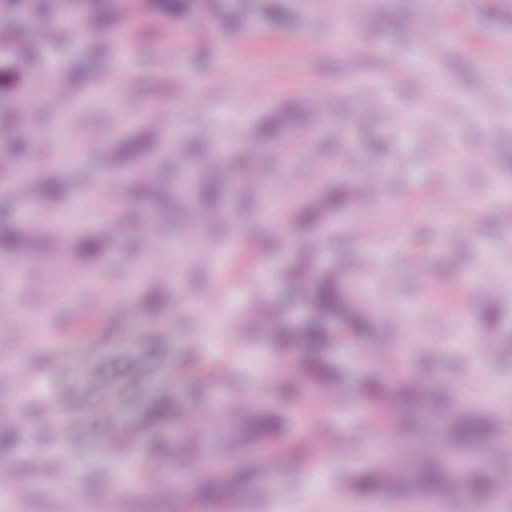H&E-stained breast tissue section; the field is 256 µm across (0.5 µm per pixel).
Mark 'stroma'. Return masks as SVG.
Masks as SVG:
<instances>
[{
    "label": "stroma",
    "instance_id": "obj_1",
    "mask_svg": "<svg viewBox=\"0 0 512 512\" xmlns=\"http://www.w3.org/2000/svg\"><path fill=\"white\" fill-rule=\"evenodd\" d=\"M216 0L215 16L160 11L122 16L107 57L92 56L77 32L43 49L36 64L0 55V101H13L69 77L83 80L63 112L40 119V140L21 159L36 181L65 177L58 198L34 197L50 223L41 264L25 250L0 251V428L24 414L28 427L0 451V468L25 487L0 512H419L418 499L350 492L375 455V435L354 398L314 424L305 402L280 399V353L264 321L299 328L310 312L287 298L288 276L337 264L340 285L406 373L453 378L465 404L500 408L482 437L489 475L512 469L496 448L512 443V288L480 280L495 267L512 276V0ZM135 96L144 109L119 127L109 114ZM320 100L332 122L288 131L283 155H261L272 209L249 223L188 238L162 225L149 256L130 246L147 226L130 222L136 202L107 169L128 163L121 147L151 135L145 112L170 108L176 144L198 128L224 141L233 158L273 116L297 117ZM98 142L70 167L71 141ZM56 274L54 303L31 284ZM265 281L266 298L254 285ZM434 354L425 367L405 337ZM501 339L498 358L476 364L474 348ZM236 340L230 387L190 386L174 376L182 358L221 359ZM111 392L112 415L85 434H46L44 398L61 393L66 411L92 409ZM234 398L284 421L277 440L279 492L266 500L234 476L264 453L251 433L235 442L222 429L182 430L177 415L211 413ZM142 433L127 447L112 436L124 424ZM318 428L326 452L307 461L296 446ZM210 460L212 496L191 476Z\"/></svg>",
    "mask_w": 512,
    "mask_h": 512
}]
</instances>
